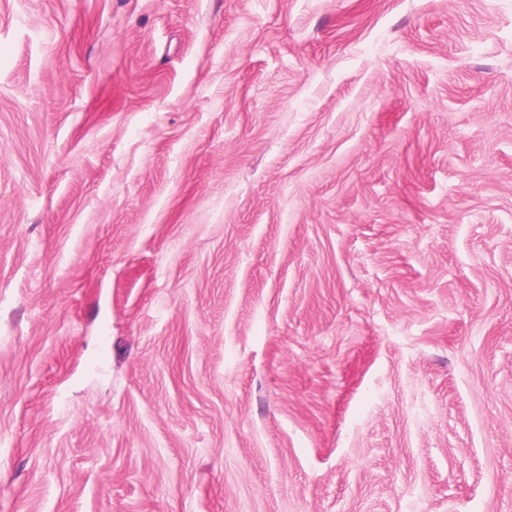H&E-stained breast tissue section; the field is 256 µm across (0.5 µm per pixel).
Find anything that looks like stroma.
<instances>
[{
  "mask_svg": "<svg viewBox=\"0 0 512 512\" xmlns=\"http://www.w3.org/2000/svg\"><path fill=\"white\" fill-rule=\"evenodd\" d=\"M0 512H512V0H0Z\"/></svg>",
  "mask_w": 512,
  "mask_h": 512,
  "instance_id": "35a3bbf8",
  "label": "stroma"
}]
</instances>
